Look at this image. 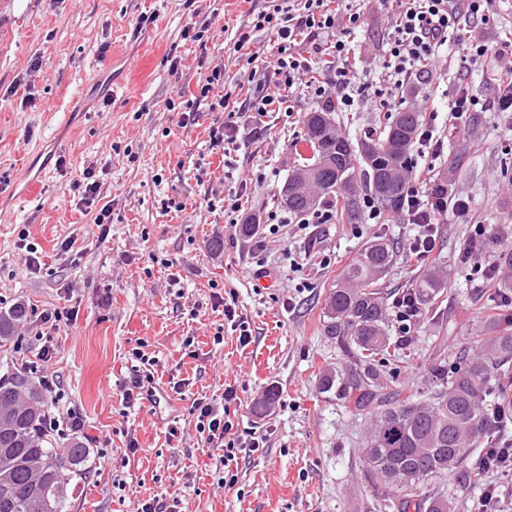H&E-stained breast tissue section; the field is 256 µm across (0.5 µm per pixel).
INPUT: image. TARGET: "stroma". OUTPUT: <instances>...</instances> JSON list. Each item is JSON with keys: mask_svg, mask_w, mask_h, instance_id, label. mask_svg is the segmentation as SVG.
Returning a JSON list of instances; mask_svg holds the SVG:
<instances>
[{"mask_svg": "<svg viewBox=\"0 0 512 512\" xmlns=\"http://www.w3.org/2000/svg\"><path fill=\"white\" fill-rule=\"evenodd\" d=\"M268 0H0V310L16 303L26 320L0 358L29 366L37 353L39 316L75 308L78 317L54 339L45 364L58 378L63 401L77 406L88 435L90 473L71 512H134L155 495L178 497L181 512H392L368 478L361 448L366 413L320 390L326 368L348 364L349 354L324 334V307L355 252L376 235L391 239L397 260L386 277L390 296L413 288L425 271L441 268L448 281L400 358L383 370L405 392L430 387L428 367L440 353L474 346L482 329L479 307L496 284L483 270L497 264V247L463 260L467 225H439L436 247L417 261L409 253L415 230L398 217L371 223L322 224L315 233L283 225L262 238L241 234L223 210L229 192L242 190L241 220L265 224L281 211L280 190L299 155L310 154L304 113H272L264 138L246 142L234 169L210 146L217 115L201 113L180 126L170 103L196 92L199 78L224 68L222 94L242 102L254 59L272 61L274 38L251 28ZM196 24L201 40L183 38ZM390 18L381 0H363L352 32L353 67L377 69ZM251 41L238 47L240 33ZM461 37L493 45L512 38V0H500L486 21L469 22ZM106 53H99L101 44ZM39 71L29 72L34 57ZM499 66L485 59L460 77L446 60L423 83H410L404 109L435 113L444 150L426 156L437 173L469 200L484 224L512 225V119L494 111L449 121L448 103L459 80L481 101L499 92ZM30 79L33 102L12 94ZM95 166L112 222L99 229L76 203L75 183ZM206 176L196 181V169ZM264 182H256V175ZM39 184L31 195L30 184ZM185 202L163 212L161 201ZM27 236L41 257L31 272L19 248ZM75 238L70 252L61 243ZM220 250H213V240ZM276 276L275 287L254 288L253 254ZM178 284H171V277ZM233 295L246 322L248 345L213 306L212 294ZM223 343H216V336ZM154 356L155 387L171 400L154 411L141 400L122 412L121 391L132 373L130 351ZM185 382L182 393L173 385ZM241 404L234 430L257 432L266 446L240 460L236 483L225 488L215 469L219 449L201 440L194 399L221 402L225 386ZM278 400L266 415L252 412L267 390ZM177 424L181 433L169 438ZM137 451H129V440Z\"/></svg>", "mask_w": 512, "mask_h": 512, "instance_id": "stroma-1", "label": "stroma"}]
</instances>
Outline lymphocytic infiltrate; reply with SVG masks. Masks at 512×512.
Listing matches in <instances>:
<instances>
[{
	"label": "lymphocytic infiltrate",
	"mask_w": 512,
	"mask_h": 512,
	"mask_svg": "<svg viewBox=\"0 0 512 512\" xmlns=\"http://www.w3.org/2000/svg\"><path fill=\"white\" fill-rule=\"evenodd\" d=\"M387 33V57L377 72L361 74L348 66L353 51L351 24L360 19L357 0H271L267 11L255 18V30L274 34L277 40L273 65L252 69L248 81L253 90L240 106H230L227 98L214 97L216 86L224 82L222 67H214L199 86V94L185 101L180 125L201 111L220 112L223 122L211 129V147L225 154L239 151L244 140L261 139L267 129L264 116L272 112H294L300 97H307L336 112L368 109L382 89L396 94L435 64L447 48L449 34L460 19L483 20L493 12L498 0H464L455 9L453 0H395ZM348 11L349 24L341 26L340 11ZM308 43L306 54L296 55L292 46ZM484 57L495 58L502 70L512 74V40L494 46L461 42L450 61L469 69ZM404 223L414 225L416 233L409 252L426 259L435 248L440 218L452 217L469 225L470 234L463 243V257H471L477 241L486 232L485 225L473 223L465 198L450 190L444 179L426 172L408 185L400 207ZM234 386L224 390L221 406L196 402L197 428L207 444L221 449L219 469L236 464L240 455H253L260 448L258 439L232 437L231 404L237 401Z\"/></svg>",
	"instance_id": "f902f5d3"
}]
</instances>
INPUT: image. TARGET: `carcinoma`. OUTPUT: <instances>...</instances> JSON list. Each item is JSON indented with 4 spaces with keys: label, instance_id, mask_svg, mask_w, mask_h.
Segmentation results:
<instances>
[{
    "label": "carcinoma",
    "instance_id": "cac0c4a2",
    "mask_svg": "<svg viewBox=\"0 0 512 512\" xmlns=\"http://www.w3.org/2000/svg\"><path fill=\"white\" fill-rule=\"evenodd\" d=\"M419 112L399 111L383 131L355 140L342 134L330 112H308L306 137L316 156L293 165L282 190L288 212L302 214L322 200L336 202V221L360 218L357 189L371 187L382 212H396L410 176ZM394 243L371 239L347 265L325 306L324 333L353 352L355 362L324 372L325 392L353 401L370 414L362 449L366 472L384 501L401 512H456L448 493H426L433 478L455 469L480 485L484 472L471 448H496L512 419V332L508 315L485 304L486 324L476 349L460 348L430 365L434 386L414 398L386 378L380 360L399 345L388 333L384 278L393 265ZM446 281L429 270L416 282L418 310L444 291ZM25 306L0 310V343L26 319ZM48 394L31 373L0 364V512H68L88 470L83 442L58 441L46 428Z\"/></svg>",
    "mask_w": 512,
    "mask_h": 512
}]
</instances>
